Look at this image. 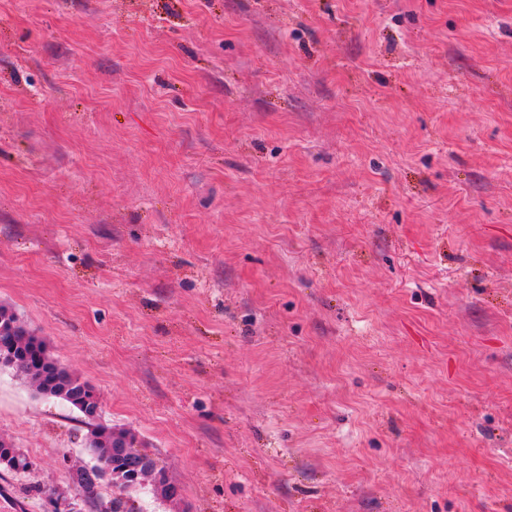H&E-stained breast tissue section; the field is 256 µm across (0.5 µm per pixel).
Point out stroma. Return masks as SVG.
I'll use <instances>...</instances> for the list:
<instances>
[{"mask_svg": "<svg viewBox=\"0 0 512 512\" xmlns=\"http://www.w3.org/2000/svg\"><path fill=\"white\" fill-rule=\"evenodd\" d=\"M1 305L132 512H512V0H0ZM85 433L0 370V512ZM13 315L16 319L15 325L11 327V335H0V368L15 371L33 385L38 379L40 384L34 386L40 395L59 399L76 412L80 421L87 427L85 450L95 463H106L111 471L112 468L122 466L123 458L115 452L112 454V448H120L121 453L127 455L131 463L130 468L139 471L136 477L143 476L141 482L150 479L153 474L149 467L143 470V457L135 449L129 448L128 431L112 435V426L101 421V402L100 412L89 414L91 401H101L95 389L88 381L74 375L56 360L49 353L45 342L23 325L17 314ZM20 449L15 448L11 443H9V447L0 446V472L16 475L31 473L34 469V462Z\"/></svg>", "mask_w": 512, "mask_h": 512, "instance_id": "obj_1", "label": "stroma"}]
</instances>
